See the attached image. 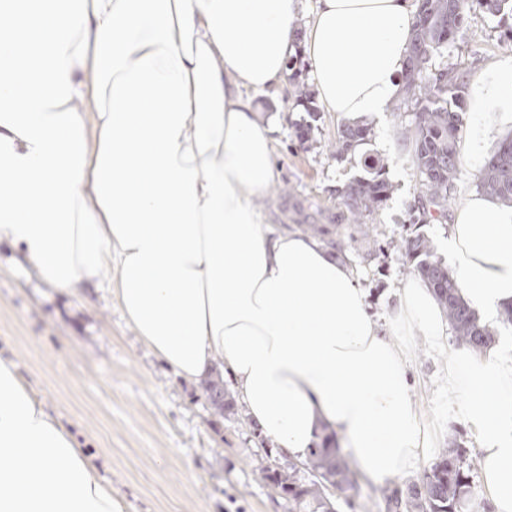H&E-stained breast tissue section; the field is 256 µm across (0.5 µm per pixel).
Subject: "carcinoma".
Segmentation results:
<instances>
[{
	"label": "carcinoma",
	"mask_w": 512,
	"mask_h": 512,
	"mask_svg": "<svg viewBox=\"0 0 512 512\" xmlns=\"http://www.w3.org/2000/svg\"><path fill=\"white\" fill-rule=\"evenodd\" d=\"M407 66L402 75V96L393 105L396 113L410 112L401 137L411 149L419 174V192L409 226L428 224L448 217V206L462 162L458 151L462 94L468 88L463 73L455 66L436 62L448 45L460 36L465 16L474 5L490 14L512 13V0H417ZM368 137L362 125H341L334 150L341 159L355 151ZM387 160L367 156L368 176L354 180L339 191L346 213L340 219L362 225L376 213L391 194L392 186L383 178ZM477 186L489 196L512 204V137L504 140L476 175ZM405 258L409 273L418 275L432 288L444 308L458 344L480 351L494 340L492 332L479 324L474 311L461 297L448 266L436 259L429 241L420 233H408L391 242ZM465 450L448 448L425 470L421 481L406 490L383 491L388 512H454L458 505H471V486L464 464ZM304 466L312 479L303 484L295 470L277 471L269 465L260 470L273 487L288 495L303 512H337L328 485L353 488L351 463L340 456L336 440L325 435L312 449Z\"/></svg>",
	"instance_id": "1"
}]
</instances>
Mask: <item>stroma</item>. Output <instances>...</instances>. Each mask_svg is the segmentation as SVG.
Returning <instances> with one entry per match:
<instances>
[{
	"label": "stroma",
	"instance_id": "stroma-1",
	"mask_svg": "<svg viewBox=\"0 0 512 512\" xmlns=\"http://www.w3.org/2000/svg\"><path fill=\"white\" fill-rule=\"evenodd\" d=\"M509 27L510 16L472 11L444 62L478 77L488 63L507 58L502 40ZM252 101L273 124L278 177L263 204L276 229L316 224L326 242L349 234L350 226L336 224L343 208L339 189L365 176V156L387 159L384 177L393 192L367 218L368 238L343 257L357 271L371 312L388 315L408 276L404 258L389 243L404 235L419 183L395 113L368 116L365 144L339 160L330 146L342 121L319 101L297 105L289 83ZM302 125L311 128L304 142ZM16 258L1 242L0 357L16 364L45 410L95 457L113 495L127 501V512H294L258 468L262 460L283 470L294 462L246 419L241 405L215 414L201 383L174 375L127 325L108 289L87 288L77 297L51 292ZM455 343L451 336L442 346L421 336L405 342L413 399L425 424L441 431L428 459L396 480L399 489L419 482L451 444L465 448L467 458L479 456L445 386V348ZM354 481V489L334 493L339 512H386L379 484L360 471Z\"/></svg>",
	"mask_w": 512,
	"mask_h": 512
}]
</instances>
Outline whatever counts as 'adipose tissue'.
I'll return each instance as SVG.
<instances>
[{"mask_svg":"<svg viewBox=\"0 0 512 512\" xmlns=\"http://www.w3.org/2000/svg\"><path fill=\"white\" fill-rule=\"evenodd\" d=\"M0 0V242L53 291L107 285L126 322L194 381L223 365L245 413L305 461L330 426L379 483L429 456L403 346L382 333L357 275L320 238L271 231V126L242 89L279 87L302 55L325 111H388L413 0ZM94 97L95 114L77 100ZM459 144L485 161L512 124V58L473 88ZM488 325L512 305V206L468 193L442 245ZM390 331L438 343L446 318L404 281ZM448 391L479 443L481 490L512 512V346L449 349ZM0 512H125L93 459L0 359Z\"/></svg>","mask_w":512,"mask_h":512,"instance_id":"ef3b65f1","label":"adipose tissue"}]
</instances>
